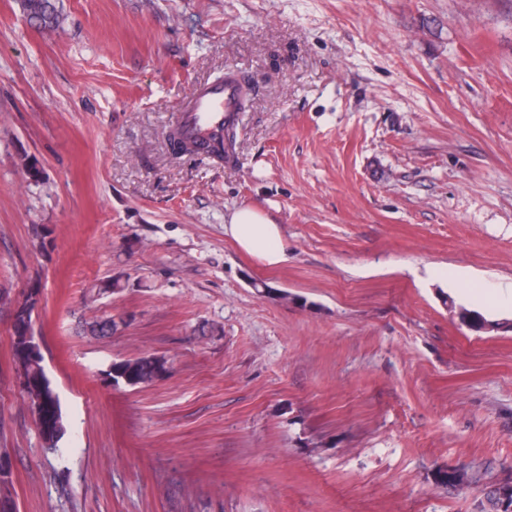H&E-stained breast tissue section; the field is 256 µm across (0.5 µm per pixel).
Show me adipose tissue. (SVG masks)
Wrapping results in <instances>:
<instances>
[{
	"mask_svg": "<svg viewBox=\"0 0 512 512\" xmlns=\"http://www.w3.org/2000/svg\"><path fill=\"white\" fill-rule=\"evenodd\" d=\"M224 229L237 246L263 265L282 264L286 252L279 225L251 207L236 209Z\"/></svg>",
	"mask_w": 512,
	"mask_h": 512,
	"instance_id": "obj_1",
	"label": "adipose tissue"
}]
</instances>
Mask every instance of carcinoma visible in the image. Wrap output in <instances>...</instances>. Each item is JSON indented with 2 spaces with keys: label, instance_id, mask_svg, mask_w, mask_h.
<instances>
[{
  "label": "carcinoma",
  "instance_id": "cac0c4a2",
  "mask_svg": "<svg viewBox=\"0 0 512 512\" xmlns=\"http://www.w3.org/2000/svg\"><path fill=\"white\" fill-rule=\"evenodd\" d=\"M18 5L27 20L42 28L57 27L61 24L62 14L55 0H18ZM235 121L225 124V140L220 147L207 148V152L218 159L224 160L229 156V148L235 141ZM170 145L175 152H188L190 148L197 150L204 146L202 139L187 134L184 129H176L169 136ZM31 329V319L18 314L12 323V357L24 360L32 388L24 392L27 399L34 397L41 400L39 430L48 448L56 447L64 435L65 425L58 396L48 380L43 357L24 354V337ZM167 373V360L158 356H142L121 359L112 363V379L123 382L131 387L148 385L162 378ZM11 473L4 474L7 486L0 489V512H17L16 503L8 484Z\"/></svg>",
  "mask_w": 512,
  "mask_h": 512
}]
</instances>
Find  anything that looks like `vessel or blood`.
Returning a JSON list of instances; mask_svg holds the SVG:
<instances>
[{"instance_id":"1","label":"vessel or blood","mask_w":512,"mask_h":512,"mask_svg":"<svg viewBox=\"0 0 512 512\" xmlns=\"http://www.w3.org/2000/svg\"><path fill=\"white\" fill-rule=\"evenodd\" d=\"M240 80L235 73H227L222 83L194 89L184 109L183 119L191 126H202L212 144L224 139V122L237 111Z\"/></svg>"}]
</instances>
